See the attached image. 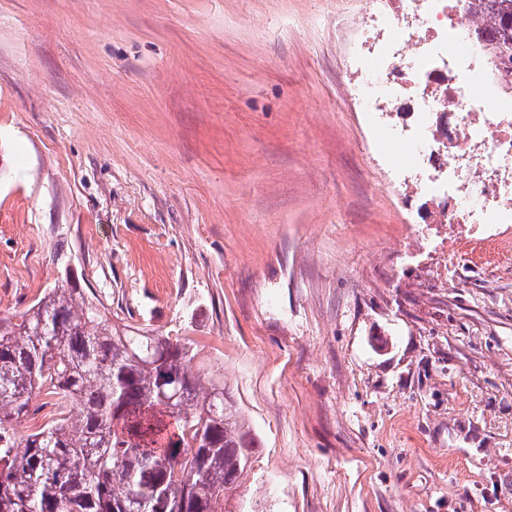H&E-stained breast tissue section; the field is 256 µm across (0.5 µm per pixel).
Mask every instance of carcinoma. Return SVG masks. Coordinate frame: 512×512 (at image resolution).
<instances>
[{
    "mask_svg": "<svg viewBox=\"0 0 512 512\" xmlns=\"http://www.w3.org/2000/svg\"><path fill=\"white\" fill-rule=\"evenodd\" d=\"M485 10L512 76V0ZM197 356L181 336L112 325L67 283L1 316L0 512H230L258 441ZM35 396L55 417L19 432Z\"/></svg>",
    "mask_w": 512,
    "mask_h": 512,
    "instance_id": "cac0c4a2",
    "label": "carcinoma"
}]
</instances>
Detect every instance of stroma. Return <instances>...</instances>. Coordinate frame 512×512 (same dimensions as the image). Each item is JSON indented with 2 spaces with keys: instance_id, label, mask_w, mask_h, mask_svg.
<instances>
[{
  "instance_id": "1",
  "label": "stroma",
  "mask_w": 512,
  "mask_h": 512,
  "mask_svg": "<svg viewBox=\"0 0 512 512\" xmlns=\"http://www.w3.org/2000/svg\"><path fill=\"white\" fill-rule=\"evenodd\" d=\"M367 0H0V314L187 338L230 512H512V232L436 273L347 84Z\"/></svg>"
}]
</instances>
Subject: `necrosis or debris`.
<instances>
[{
  "label": "necrosis or debris",
  "mask_w": 512,
  "mask_h": 512,
  "mask_svg": "<svg viewBox=\"0 0 512 512\" xmlns=\"http://www.w3.org/2000/svg\"><path fill=\"white\" fill-rule=\"evenodd\" d=\"M372 51L356 67L352 93L365 112L401 113L408 135L376 124L402 200L430 202L433 217L411 232L418 247L447 234L512 227V98L496 95L491 60L468 38L485 18L470 0H369Z\"/></svg>",
  "instance_id": "4bbe7bcc"
}]
</instances>
